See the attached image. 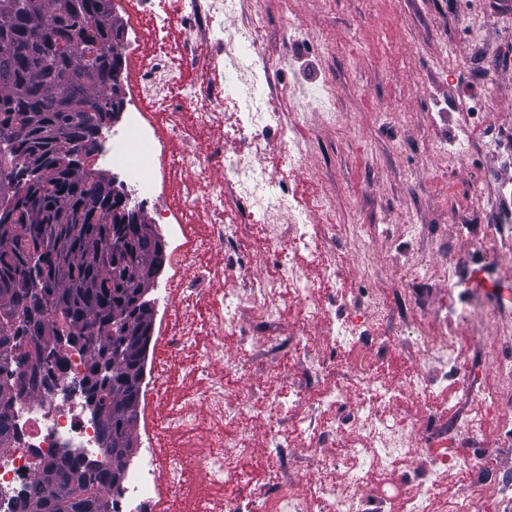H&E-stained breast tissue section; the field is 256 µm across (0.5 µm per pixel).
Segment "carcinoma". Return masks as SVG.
Segmentation results:
<instances>
[{
  "label": "carcinoma",
  "instance_id": "cac0c4a2",
  "mask_svg": "<svg viewBox=\"0 0 512 512\" xmlns=\"http://www.w3.org/2000/svg\"><path fill=\"white\" fill-rule=\"evenodd\" d=\"M123 32L112 19L110 0H0V212L18 208L29 147L66 153L96 147L111 102L112 67L122 62L115 45ZM74 194L58 196V174L47 166L37 176L49 203L94 209L101 189L83 170L71 173ZM106 225L94 230L39 223L34 212L20 211L19 223L0 226V314H22L14 332L38 343V358L20 389L36 390L49 373L48 348L58 335L48 307L62 312L73 330L68 342L89 354L86 400L95 404L102 447L118 458L134 444L141 399L145 351L139 332L153 328L151 301L133 305L141 275L158 248L150 224L135 225L127 241H102ZM43 239L58 256L52 280L42 283L39 254L31 243ZM15 393L0 378V446L13 436L10 418ZM110 469L60 456L50 460L30 485L20 512H106L104 492L117 484Z\"/></svg>",
  "mask_w": 512,
  "mask_h": 512
}]
</instances>
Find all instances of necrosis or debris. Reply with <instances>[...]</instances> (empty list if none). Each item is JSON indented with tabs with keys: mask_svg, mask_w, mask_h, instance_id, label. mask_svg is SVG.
I'll return each mask as SVG.
<instances>
[{
	"mask_svg": "<svg viewBox=\"0 0 512 512\" xmlns=\"http://www.w3.org/2000/svg\"><path fill=\"white\" fill-rule=\"evenodd\" d=\"M238 0H112L113 14L124 27L123 55L130 71L129 109L120 128H106L91 155V166L112 165L123 173L135 203L169 238L167 277L152 299L161 314L163 351L150 366L144 391L156 406H166L175 387L170 363L190 347L195 336L187 307L213 304L207 330L215 339L185 370L201 375L198 402L185 403L150 423L143 450L124 480L108 489V512H176L190 500L195 512H512V477L503 480L494 503L480 488L492 475L483 458L465 451L483 428L496 422L512 433V336L496 335L480 343L478 353L458 345L453 331L431 336L415 328L410 303L388 306L369 276L342 288L330 236L315 240L312 211L299 208L287 177H271L253 164L269 135H276L290 163H297L296 130L280 113L268 111L276 95L259 50V29L243 24L228 30L224 14ZM213 50L206 79L173 89L177 63H189L194 41ZM221 124L238 145L224 158L222 143L199 148L185 134L186 125L202 129ZM179 145L181 165L165 163L169 146ZM185 168L197 181L213 185L207 233L193 248L181 239L186 227L168 189ZM241 205L237 221L224 220V200ZM287 223H280V216ZM272 224L269 254L280 260V279L254 277L256 255L239 246L242 228ZM219 250L224 264L204 267L205 254ZM296 305L299 329L280 337V296ZM248 323L268 337L265 348L245 357L224 358V330ZM323 330V349L315 351L309 330ZM405 351L409 366L400 382L386 372L391 353ZM62 367L38 393H22L12 405L14 436L0 448V512H15L32 479L55 456L67 453L87 463L110 465L98 423L85 407L83 378L88 355L68 342L58 345ZM277 379L275 387L253 386L256 372ZM494 373L496 385L486 382ZM454 385L461 402L446 415H416L395 408L400 387L418 401L429 400L441 386ZM475 402L480 414L470 415ZM208 411L201 427L197 405ZM263 423L265 447L273 465L271 486L246 490L242 465L253 452V429ZM189 438L199 455L193 469H183L180 455L165 457L171 433ZM308 454L294 455L295 443ZM421 467H409L413 457ZM349 479L336 480L337 470ZM460 484L449 499L440 492L449 473ZM376 481L371 495L361 485Z\"/></svg>",
	"mask_w": 512,
	"mask_h": 512,
	"instance_id": "necrosis-or-debris-1",
	"label": "necrosis or debris"
}]
</instances>
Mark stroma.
Segmentation results:
<instances>
[{
  "label": "stroma",
  "mask_w": 512,
  "mask_h": 512,
  "mask_svg": "<svg viewBox=\"0 0 512 512\" xmlns=\"http://www.w3.org/2000/svg\"><path fill=\"white\" fill-rule=\"evenodd\" d=\"M286 18L301 26V40L283 28ZM247 21L260 26L265 64L287 86L272 109L303 131L290 176L299 199L328 200L336 216V250L347 257L342 282L358 279L365 247L376 288L393 299L401 280L391 256L405 225L419 224L428 260L440 264L446 245L463 260L460 296L477 275L501 288L502 326L512 330V246L485 262L471 246L493 239L490 225L462 223L457 211L475 170H496L512 185V167L491 141L495 129L512 126V65L499 62L512 48V0H240L224 18L229 28ZM316 86L334 95L335 110L309 106L304 92ZM463 100L478 109L466 165L448 149L447 118Z\"/></svg>",
  "instance_id": "35a3bbf8"
}]
</instances>
